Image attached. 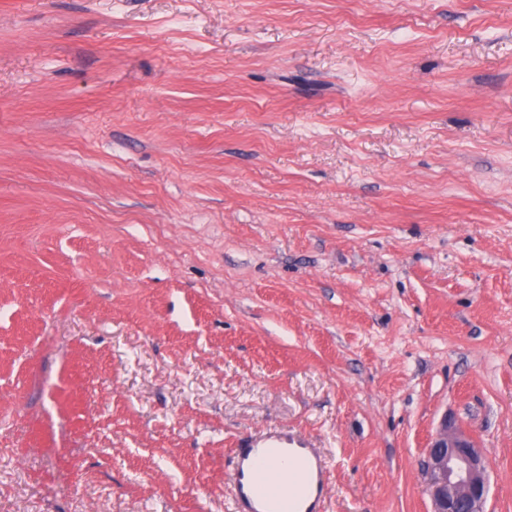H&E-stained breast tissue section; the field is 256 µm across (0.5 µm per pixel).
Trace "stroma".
<instances>
[{
	"label": "stroma",
	"instance_id": "stroma-1",
	"mask_svg": "<svg viewBox=\"0 0 512 512\" xmlns=\"http://www.w3.org/2000/svg\"><path fill=\"white\" fill-rule=\"evenodd\" d=\"M512 512V0H0V512ZM424 472L432 512H485L486 458L446 415L427 449ZM288 459V469L280 465ZM330 464L298 433L270 429L233 450L235 512H322Z\"/></svg>",
	"mask_w": 512,
	"mask_h": 512
}]
</instances>
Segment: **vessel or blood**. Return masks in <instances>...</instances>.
Listing matches in <instances>:
<instances>
[{
    "label": "vessel or blood",
    "mask_w": 512,
    "mask_h": 512,
    "mask_svg": "<svg viewBox=\"0 0 512 512\" xmlns=\"http://www.w3.org/2000/svg\"><path fill=\"white\" fill-rule=\"evenodd\" d=\"M330 464L298 433L270 429L233 451L234 512H323Z\"/></svg>",
    "instance_id": "1"
}]
</instances>
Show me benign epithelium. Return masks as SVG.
<instances>
[{
    "label": "benign epithelium",
    "instance_id": "obj_1",
    "mask_svg": "<svg viewBox=\"0 0 512 512\" xmlns=\"http://www.w3.org/2000/svg\"><path fill=\"white\" fill-rule=\"evenodd\" d=\"M433 512H485L488 464L456 422L443 417L424 461Z\"/></svg>",
    "mask_w": 512,
    "mask_h": 512
}]
</instances>
